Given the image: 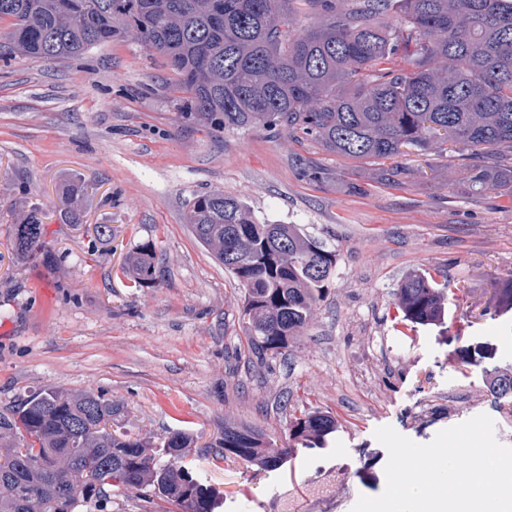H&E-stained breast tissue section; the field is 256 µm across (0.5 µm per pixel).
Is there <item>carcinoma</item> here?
Segmentation results:
<instances>
[{
    "label": "carcinoma",
    "mask_w": 512,
    "mask_h": 512,
    "mask_svg": "<svg viewBox=\"0 0 512 512\" xmlns=\"http://www.w3.org/2000/svg\"><path fill=\"white\" fill-rule=\"evenodd\" d=\"M290 0H0V59H68L133 35L163 56L176 78L177 109L224 128L285 129L324 151L376 166L374 180L397 185L409 170L384 166L400 147L434 148L441 131L472 160L474 194L512 197V0H304L325 17L290 28ZM501 164L479 163L485 153ZM184 223L245 289L241 317L257 357L288 348L323 299L338 254L296 224H261L238 199L205 192L188 200ZM20 258L54 253L30 213L15 225ZM136 283L157 280L155 250L127 259ZM448 272L409 275L397 289L411 324L444 318ZM465 365L496 357L493 345L458 350ZM492 395L512 398V375L486 370ZM123 406L92 393L50 387L0 412V512H77L114 487L149 488L184 512H217L219 490L186 462L191 433L155 446L122 439L108 424ZM328 412L294 418L289 439L325 445ZM217 460L239 458L276 470L290 448L259 430L224 423Z\"/></svg>",
    "instance_id": "carcinoma-1"
}]
</instances>
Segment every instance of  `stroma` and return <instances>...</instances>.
Segmentation results:
<instances>
[{
	"mask_svg": "<svg viewBox=\"0 0 512 512\" xmlns=\"http://www.w3.org/2000/svg\"><path fill=\"white\" fill-rule=\"evenodd\" d=\"M173 78L128 36L63 61L0 60V412L59 387L120 402L114 433L157 444L192 432L191 464L223 492V512H351L385 489L382 426L425 444L484 413L512 447V408H496L484 368L455 353L488 342L512 370V311L493 312L497 284L512 276V199L468 192L448 150H404L409 175L385 187L368 166L287 132L217 128L176 110ZM80 186L83 221L65 223ZM205 191L338 252L308 327L266 362L250 358L244 288L183 222L186 200ZM32 212L51 264L13 256L15 226ZM147 243L159 279L141 286L125 261ZM436 267L448 272L444 324L404 326L399 285ZM306 409L336 417L326 447L297 448L273 471L214 463L225 422L284 448ZM293 477L302 496L288 492ZM79 512L183 510L120 487L106 508Z\"/></svg>",
	"mask_w": 512,
	"mask_h": 512,
	"instance_id": "obj_1",
	"label": "stroma"
}]
</instances>
